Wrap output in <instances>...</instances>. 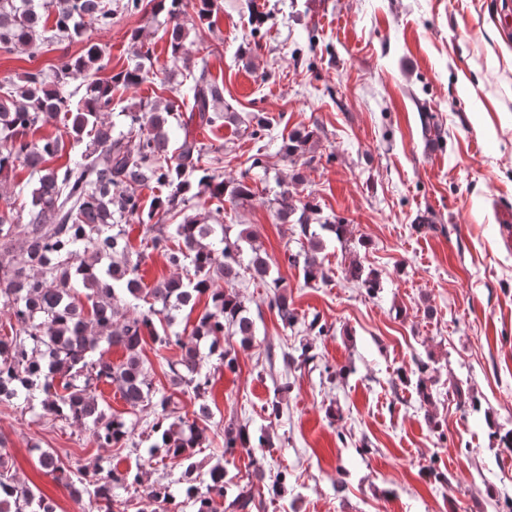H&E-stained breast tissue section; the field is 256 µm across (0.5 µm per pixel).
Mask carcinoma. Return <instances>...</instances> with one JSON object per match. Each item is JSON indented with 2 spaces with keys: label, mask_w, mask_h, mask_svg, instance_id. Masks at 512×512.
Masks as SVG:
<instances>
[{
  "label": "carcinoma",
  "mask_w": 512,
  "mask_h": 512,
  "mask_svg": "<svg viewBox=\"0 0 512 512\" xmlns=\"http://www.w3.org/2000/svg\"><path fill=\"white\" fill-rule=\"evenodd\" d=\"M188 0H0V50L35 53L44 44L41 30L53 20L48 41L82 39L86 30L107 31L116 15L135 16L152 10L166 13L170 60L182 76L179 92L185 111L169 100L141 99L121 109L124 128L111 118L114 92L150 79L147 64L154 49L132 34L134 60L105 79L101 48L90 44L79 56L63 55L53 68L26 71L0 82V181L25 167L34 180L27 183L25 201L0 202V305L8 308L19 329L0 333V401L25 394L39 399L44 413L89 429L100 446L121 448L134 434L133 416L151 406L157 413L151 426L153 447L184 468L186 486L177 498L165 483L144 484L141 470L123 472L102 465L72 473L54 452L34 448L35 463L81 501L88 498L95 512H113L116 490L143 488L157 505L184 512H212L215 498L224 497V466L209 472V480L193 478L196 449L206 442V423L213 412L207 403L210 380L203 372L205 358L216 357L228 370L237 362L234 348L224 347L229 336L248 345L255 324L239 295L217 288L242 275L268 289L270 304L285 328L298 322V312L280 292L279 265L252 245L247 228L230 236L231 226L211 224L224 214V203L251 200L259 193L252 174L265 169L270 123L253 112L245 132L256 145L245 173L226 179L218 173L217 149L197 137L226 122L239 123L238 113L224 104V83L211 71L214 51L197 49L192 57L191 31L216 13L217 0H193L194 22L187 26ZM85 76L82 87L71 81ZM52 119L69 129L75 154L66 152L58 136L37 140L30 133ZM313 133L288 136L286 155L300 158L308 151ZM159 191L145 202L141 190ZM208 215L191 214L195 202ZM275 217L295 225L310 250L284 254V261L303 263L306 280L324 276L316 250L322 240L319 226L341 238L346 224L335 217L313 223L316 205L294 198L283 189L275 198ZM128 224L145 227L143 247L162 253L176 268L188 266L191 276L165 279L151 288L137 276L126 230ZM250 253H245V245ZM348 279L369 291L377 288L372 273L358 263L345 269ZM86 302H81L79 295ZM210 297L211 306L189 335L171 330L177 315L191 301ZM160 349L173 346L180 356L167 362L174 391L156 389L141 358L145 336ZM120 347L124 359L105 358L101 344ZM118 387L127 415L107 414L96 390ZM178 393L192 396L195 418L174 415ZM253 447L248 429L230 420L224 423V448ZM252 489L237 488L228 503L231 512H252ZM0 512H56L40 491L10 471L5 443L0 439Z\"/></svg>",
  "instance_id": "1"
}]
</instances>
